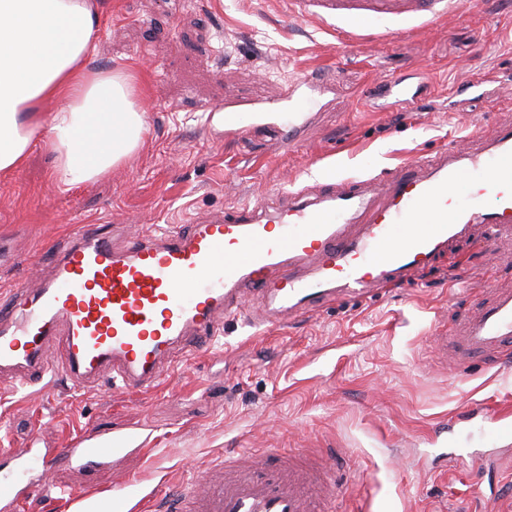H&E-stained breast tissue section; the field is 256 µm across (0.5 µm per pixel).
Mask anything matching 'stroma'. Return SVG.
Listing matches in <instances>:
<instances>
[{
	"label": "stroma",
	"instance_id": "35a3bbf8",
	"mask_svg": "<svg viewBox=\"0 0 512 512\" xmlns=\"http://www.w3.org/2000/svg\"><path fill=\"white\" fill-rule=\"evenodd\" d=\"M98 2L88 66L142 78L144 143L107 176L68 188L38 145L0 177V295L37 287L49 245L74 225L184 230L314 182L372 177L512 121V0H466L428 28L353 47L291 16L288 0ZM305 71L319 72L326 91L296 149L284 150L266 127L228 139L210 124L208 109L275 98ZM400 77L418 89L417 102L382 106L372 87ZM481 81L491 98L458 100L457 88ZM500 289L512 290V237L489 245L479 229L473 243L368 301H340L272 333L225 321L212 350L189 355L152 393L108 381L82 391L61 378L49 390L0 392V451L31 440L63 448L86 431L127 433L149 447L88 475L57 467L24 512H65L70 488L106 489L131 476L161 498L242 448L334 457V512H512V470L491 476V489L472 486L470 454L492 442L469 419L485 405L512 410V363L429 357L432 323L455 330ZM442 448L453 454L440 469L433 458Z\"/></svg>",
	"mask_w": 512,
	"mask_h": 512
}]
</instances>
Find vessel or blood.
<instances>
[{"label": "vessel or blood", "mask_w": 512, "mask_h": 512, "mask_svg": "<svg viewBox=\"0 0 512 512\" xmlns=\"http://www.w3.org/2000/svg\"><path fill=\"white\" fill-rule=\"evenodd\" d=\"M464 0H293L296 15L327 28L350 24L401 37L394 23L431 25L459 13ZM316 72L301 73L280 98L217 106L224 135L265 122L285 128L288 146L318 103ZM483 226L488 242L512 232V123L474 136L467 150L445 144L380 176L318 189L281 207L244 204L213 213L187 232L146 229L118 242L109 224H81L51 251L35 290L19 285L0 298V389L35 383L46 372L76 388L110 378L149 393L181 360L211 349L226 319L281 326L344 299L409 282L449 243ZM458 341L473 354L512 359V290L483 303ZM497 440L476 451L481 465L507 456L512 414L482 408ZM132 443L127 436L72 437L64 448L27 443L11 449L14 468L0 474V503L23 512L28 476L57 466L106 464ZM127 478L107 489L68 491V512H326L336 484L323 458L302 451L225 454L162 500Z\"/></svg>", "instance_id": "1"}]
</instances>
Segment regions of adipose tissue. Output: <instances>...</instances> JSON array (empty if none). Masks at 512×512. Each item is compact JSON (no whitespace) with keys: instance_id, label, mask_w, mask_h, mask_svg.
Wrapping results in <instances>:
<instances>
[{"instance_id":"ef3b65f1","label":"adipose tissue","mask_w":512,"mask_h":512,"mask_svg":"<svg viewBox=\"0 0 512 512\" xmlns=\"http://www.w3.org/2000/svg\"><path fill=\"white\" fill-rule=\"evenodd\" d=\"M98 26L92 0H0V175L38 144L69 187L109 174L142 146L135 74L87 68Z\"/></svg>"}]
</instances>
